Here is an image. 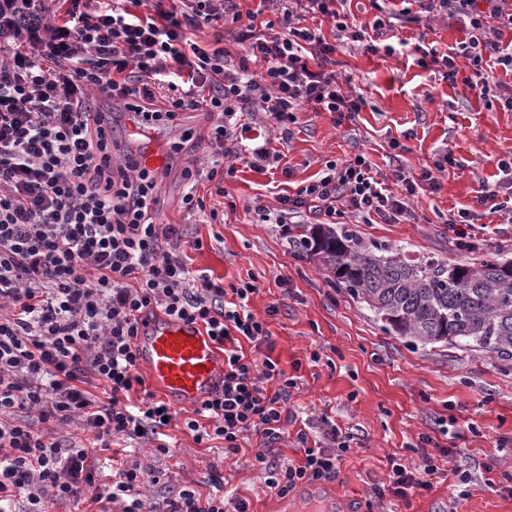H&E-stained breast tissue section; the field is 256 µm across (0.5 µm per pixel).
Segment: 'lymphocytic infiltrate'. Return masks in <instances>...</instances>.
<instances>
[{
    "label": "lymphocytic infiltrate",
    "mask_w": 512,
    "mask_h": 512,
    "mask_svg": "<svg viewBox=\"0 0 512 512\" xmlns=\"http://www.w3.org/2000/svg\"><path fill=\"white\" fill-rule=\"evenodd\" d=\"M269 2L275 17L261 23L256 14L242 16L237 0H183L179 11L166 0H70L63 25L36 52L0 50V302L13 307L11 316L0 315V502L17 504V512H50L86 498L99 512H248L245 501L205 497L191 486L147 507L145 489L165 475L137 461L115 469L111 485L99 488L89 449L62 445L52 431L79 425L100 448L117 437L136 443L147 436L156 453L168 454L162 434L172 410L147 389L137 349L142 328L160 313L203 323L224 347L221 388L185 423L197 440L222 439L225 452L234 453L245 435L272 443L288 424L296 380L277 362L259 364L247 353L270 340L265 321L248 308L255 286L193 276L181 226L155 220V171L118 154L111 131L89 122L94 94L131 114L142 134L178 113L206 112L214 118L212 155L232 163L247 152L275 162L268 145L244 150L237 136L243 117L282 130L307 107L352 117L366 101L347 91L335 70L338 43L389 55L411 47L382 16L351 21L346 0ZM406 2L429 18L468 20L469 37L452 52H426L449 83L459 81L461 58L470 70L462 81L479 97L488 92V65L512 72V44L502 42L503 29H512V0ZM227 13L240 23L236 63L195 39L199 18ZM307 15L333 19L334 38L303 26ZM50 59L63 67L50 69ZM253 60L261 72H250ZM161 84L169 91L164 99L156 96ZM432 172L416 178L397 169L381 180L359 154L327 162L315 181L280 197L276 212L259 204L254 210L265 223L285 224L309 211L330 224L344 216L399 224L412 219L410 202ZM32 410L44 431L19 420ZM354 440L325 417L318 440L297 432L299 459L256 460L267 487L284 495L335 479ZM449 454H423L416 474L392 463L396 492L429 489V475Z\"/></svg>",
    "instance_id": "obj_1"
}]
</instances>
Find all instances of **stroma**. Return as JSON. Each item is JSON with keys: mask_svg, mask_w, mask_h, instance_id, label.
<instances>
[{"mask_svg": "<svg viewBox=\"0 0 512 512\" xmlns=\"http://www.w3.org/2000/svg\"><path fill=\"white\" fill-rule=\"evenodd\" d=\"M404 39L446 53L463 41L464 22L431 20L397 23ZM335 58L337 69L349 77L367 101L354 119L334 123L325 112L298 113L286 139H275L281 156L276 168L259 170L236 163L234 175L208 180L211 121L203 112H184L150 133V147L165 151L174 142L192 137V152L173 156L158 177L159 219L181 225L186 241H201L188 250L193 274L224 278L225 282L255 285L250 311L265 321L270 345L256 360L272 359L297 380L290 399L296 416L280 440L265 445L247 434L238 453L224 450L214 439L197 442L184 422L194 416L190 406H176L179 424L168 431L170 452L155 456L144 444L138 459L166 471L167 482L147 488L145 499L161 501L183 486L201 493L214 491L212 472L223 478L224 491L247 502L249 512H273L279 500L265 484L257 460L298 459L294 438L298 430L319 434L322 417L353 432L354 451L341 462L336 480L303 483L288 492L296 512H512V490L502 472H512V361H502L471 347L442 343L422 345L386 331L360 300L330 283L317 262L298 258L287 225L265 224L255 204L276 206L279 196L314 180L326 162L345 163L365 154L380 173L401 168L414 173L429 168L436 189L419 192L412 208L414 220L402 224L353 223L367 242L401 247L416 256H433L448 263H465L493 253L512 259V223L504 213L478 205L487 192L506 193L512 179L497 166L512 159V111L496 97L477 99L461 82L449 84L417 64L416 55L367 53L344 44ZM399 149H391V141ZM452 154L454 166L437 170L436 160ZM201 169L195 184L184 178L186 168ZM202 198L204 211L188 212L183 204L187 187ZM470 209L467 228L473 245L461 249L445 224V214ZM223 214L211 223L209 210ZM318 361H311V353ZM452 451V464L471 477L468 495L454 501L453 476L447 470L432 475L430 490L394 494L389 459L418 470L422 437Z\"/></svg>", "mask_w": 512, "mask_h": 512, "instance_id": "obj_1", "label": "stroma"}]
</instances>
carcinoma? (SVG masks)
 Masks as SVG:
<instances>
[{"instance_id":"1","label":"carcinoma","mask_w":512,"mask_h":512,"mask_svg":"<svg viewBox=\"0 0 512 512\" xmlns=\"http://www.w3.org/2000/svg\"><path fill=\"white\" fill-rule=\"evenodd\" d=\"M46 0H0V43L44 39ZM298 256L365 303L385 330L422 344L478 347L512 360V261L450 265L361 242L346 227L297 224Z\"/></svg>"}]
</instances>
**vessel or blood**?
Instances as JSON below:
<instances>
[{
	"label": "vessel or blood",
	"instance_id": "vessel-or-blood-1",
	"mask_svg": "<svg viewBox=\"0 0 512 512\" xmlns=\"http://www.w3.org/2000/svg\"><path fill=\"white\" fill-rule=\"evenodd\" d=\"M139 361L165 401L194 404L224 374V353L196 322L159 318L138 343Z\"/></svg>",
	"mask_w": 512,
	"mask_h": 512
}]
</instances>
